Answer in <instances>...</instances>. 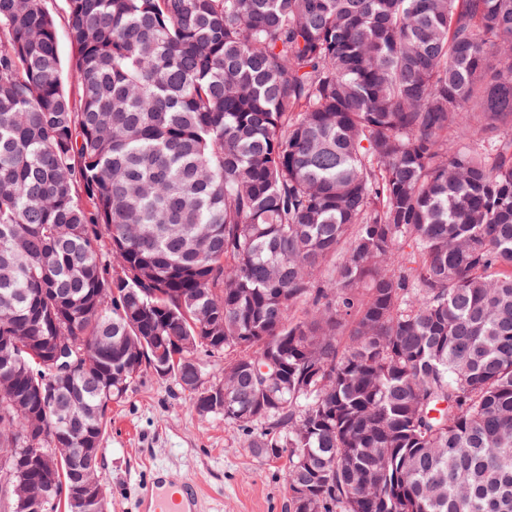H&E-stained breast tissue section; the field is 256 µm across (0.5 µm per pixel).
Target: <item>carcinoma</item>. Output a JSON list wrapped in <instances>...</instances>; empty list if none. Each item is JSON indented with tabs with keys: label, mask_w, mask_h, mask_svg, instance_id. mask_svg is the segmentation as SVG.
Listing matches in <instances>:
<instances>
[{
	"label": "carcinoma",
	"mask_w": 512,
	"mask_h": 512,
	"mask_svg": "<svg viewBox=\"0 0 512 512\" xmlns=\"http://www.w3.org/2000/svg\"><path fill=\"white\" fill-rule=\"evenodd\" d=\"M66 2L77 102L46 0H0L12 512L161 360L288 453L290 512H512V0ZM201 366H202V375L201 371H198L196 374V382L197 384H201L203 377V384L200 386L209 387L214 383H218L224 377V355H221L219 358H207L201 356Z\"/></svg>",
	"instance_id": "cac0c4a2"
}]
</instances>
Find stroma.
Wrapping results in <instances>:
<instances>
[{
  "label": "stroma",
  "mask_w": 512,
  "mask_h": 512,
  "mask_svg": "<svg viewBox=\"0 0 512 512\" xmlns=\"http://www.w3.org/2000/svg\"><path fill=\"white\" fill-rule=\"evenodd\" d=\"M189 403L176 381L148 371L113 404L99 471L109 512H133L137 487L156 466L198 483L202 512H289L287 457L247 447L240 427Z\"/></svg>",
  "instance_id": "stroma-1"
}]
</instances>
